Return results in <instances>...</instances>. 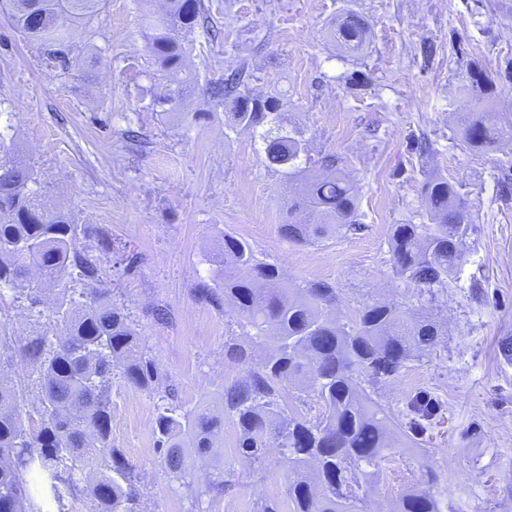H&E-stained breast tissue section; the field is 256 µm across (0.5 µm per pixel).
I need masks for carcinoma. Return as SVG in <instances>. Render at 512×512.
Wrapping results in <instances>:
<instances>
[{
  "mask_svg": "<svg viewBox=\"0 0 512 512\" xmlns=\"http://www.w3.org/2000/svg\"><path fill=\"white\" fill-rule=\"evenodd\" d=\"M158 18L148 15L150 51L163 71L177 75L175 87L159 104L173 119L186 118L183 101L193 82L187 69L182 33L199 24L202 0H167ZM104 0H0L15 29L36 40L46 60L65 67L72 52V32L99 14ZM369 26L347 12L336 19L333 37L348 52L361 50ZM243 72L227 69L209 86L224 101L235 126L262 128L260 139L269 167L290 181H304L300 195L288 200L284 238L312 243L336 226L359 224L358 199L338 168L336 156L311 161L298 134L283 127V102L277 94H244ZM496 80L482 66L470 68L463 93L472 111L458 130L460 141L491 150L512 142V119L493 110ZM10 173L0 176V291L28 302L30 316L40 319L39 283L26 275L33 265L45 283L71 280L81 284L60 293L53 325L22 346L35 367L39 388V425L21 405L19 391L0 366V512H41L29 477L42 494L61 500V491L82 492L95 512H140L138 474L112 442V369H121L127 384L155 390L160 376L150 350L142 343L130 315L102 287L96 257L74 247L83 235L107 252L111 243L99 228L70 222L31 199L39 182L35 169L4 161ZM424 224H395L390 235L393 270L432 295L445 287L461 256L469 222L461 219L463 202L454 183L442 175L427 180ZM224 268L218 271L224 300L250 329L248 341L224 343V357L247 367L245 378L224 387L223 414L238 428V453L262 464L267 440L281 439L288 470V500L293 512H359L382 461L407 432L371 398L363 383L385 381L398 373L409 355L436 344L438 327L395 303L360 307L346 324L329 311L336 289L326 282L291 284L277 267L258 261L250 244L224 234ZM314 396L324 408L311 420L284 411L288 391ZM154 421L155 450L161 466L180 481L188 472L182 438H191L198 454L213 448L222 419L207 410H191L168 385ZM220 473L193 488L192 503L231 488ZM396 512H441L432 489H413L398 497Z\"/></svg>",
  "mask_w": 512,
  "mask_h": 512,
  "instance_id": "1",
  "label": "carcinoma"
}]
</instances>
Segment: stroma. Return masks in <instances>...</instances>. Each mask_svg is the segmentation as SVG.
<instances>
[{"instance_id": "1", "label": "stroma", "mask_w": 512, "mask_h": 512, "mask_svg": "<svg viewBox=\"0 0 512 512\" xmlns=\"http://www.w3.org/2000/svg\"><path fill=\"white\" fill-rule=\"evenodd\" d=\"M206 20L187 33L197 76L184 121L158 105L169 79L148 50L146 12L164 0H105L102 12L75 28L68 70L45 62L0 10V135L9 156L41 173L47 207L73 223L106 229L110 253L103 278L130 313L150 348L162 387L145 391L112 378V442L140 477L143 512H191L189 486L234 471V488L203 497L200 512H254L277 500L291 512L287 472L277 448L252 472L237 452V430L225 420L212 452L185 449L186 485L161 467L153 424L162 388L172 384L188 409L219 413L227 384L243 366L225 359L227 337L242 335L234 309L199 301L196 290L214 276L225 234L251 245L258 260L288 280L324 281L337 292L335 315L395 302L435 322L438 344L414 354L370 393L402 422L424 431L380 467L364 512H393L399 495L432 482L442 512H512V144L489 152L458 139L471 110L462 94L471 65H512V0H203ZM353 12L370 25L358 53L330 36L338 15ZM434 54L424 58L423 45ZM230 67L241 68L251 94L280 93L287 128L300 132L309 154L330 153L359 201L361 226L340 228L315 243L284 238L288 195L267 167L258 131L231 128L224 106L207 93ZM138 131V140L125 136ZM433 145L421 155L413 138ZM454 182L470 214L462 255L434 296L396 277L391 227L424 221L428 177ZM135 253L132 270L121 255ZM166 321H157V309ZM46 329L27 304L0 294L4 365L37 404L32 365L20 347Z\"/></svg>"}]
</instances>
